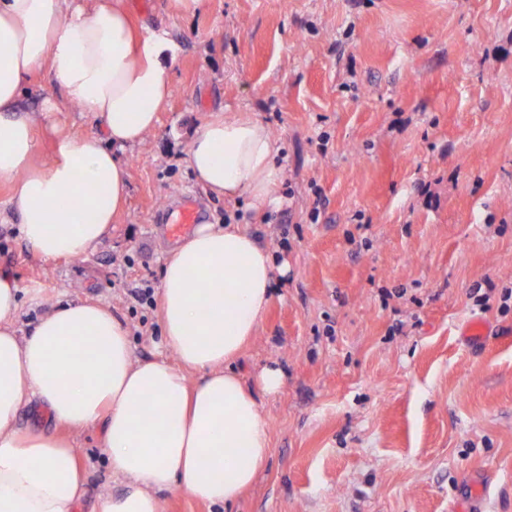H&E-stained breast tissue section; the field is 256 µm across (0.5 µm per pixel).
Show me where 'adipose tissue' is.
Returning <instances> with one entry per match:
<instances>
[{
  "label": "adipose tissue",
  "instance_id": "1",
  "mask_svg": "<svg viewBox=\"0 0 512 512\" xmlns=\"http://www.w3.org/2000/svg\"><path fill=\"white\" fill-rule=\"evenodd\" d=\"M174 56L168 33L136 23L127 0H0V181L36 255L87 257L117 223L129 196L120 154L155 130ZM37 74L52 89L44 109L60 98L99 127L89 138L56 132L41 164L38 121L19 108ZM282 152L254 114L215 112L184 163L215 196L261 209L280 201ZM275 266L235 224H201L177 241L161 269L158 358L136 357L124 323L89 300L57 302L22 333L21 288L0 270V512H75L85 495L73 444L19 426L34 403L60 428H99L123 490L100 495L95 512H159L172 489L213 506L237 502L271 452L261 405L234 363L273 299Z\"/></svg>",
  "mask_w": 512,
  "mask_h": 512
}]
</instances>
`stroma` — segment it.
<instances>
[{"label": "stroma", "instance_id": "obj_1", "mask_svg": "<svg viewBox=\"0 0 512 512\" xmlns=\"http://www.w3.org/2000/svg\"><path fill=\"white\" fill-rule=\"evenodd\" d=\"M176 44L172 96L125 153L126 208L98 250L44 260L0 223V267L22 288L30 330L51 303L109 306L137 357L159 355V288L171 244L155 211L194 195L203 221L249 227L276 257L278 288L236 362L249 387L281 368L260 403L270 455L218 508L179 490L162 512H512V0H128ZM249 112L285 146L278 206L208 195L183 157L210 113ZM99 128L59 102L38 125ZM482 320L473 343L465 324ZM87 473L78 512L120 491L100 431L75 436Z\"/></svg>", "mask_w": 512, "mask_h": 512}]
</instances>
